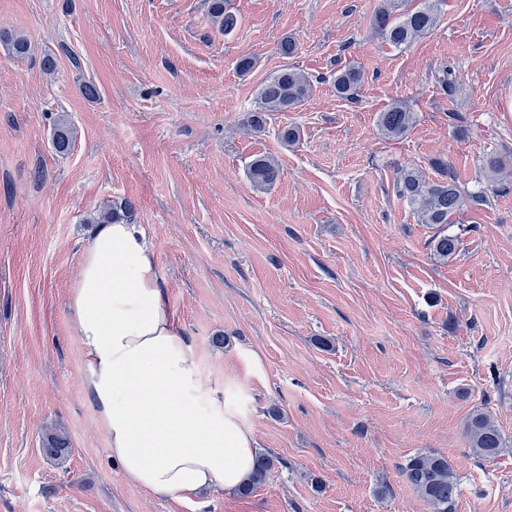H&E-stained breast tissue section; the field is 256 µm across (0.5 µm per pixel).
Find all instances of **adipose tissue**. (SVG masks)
<instances>
[{"label":"adipose tissue","mask_w":512,"mask_h":512,"mask_svg":"<svg viewBox=\"0 0 512 512\" xmlns=\"http://www.w3.org/2000/svg\"><path fill=\"white\" fill-rule=\"evenodd\" d=\"M68 309L87 365L84 390L126 477L157 496L237 488L256 442L208 397L136 225L97 230Z\"/></svg>","instance_id":"adipose-tissue-1"}]
</instances>
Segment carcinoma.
Returning a JSON list of instances; mask_svg holds the SVG:
<instances>
[{
  "mask_svg": "<svg viewBox=\"0 0 512 512\" xmlns=\"http://www.w3.org/2000/svg\"><path fill=\"white\" fill-rule=\"evenodd\" d=\"M440 0H421L420 7L394 16L398 0H382L372 16V26L382 38L396 47L408 45L434 29L439 18ZM209 14L219 29L226 33L236 24L233 15L224 9V0H209ZM0 46L5 53L17 59L31 54L32 44L22 33L0 34ZM364 80V72L356 67L336 71L333 83L336 94L353 99ZM310 78L288 66L264 81L258 91L257 105L247 117V125L254 131H262L267 118L273 112H289L301 105L311 94ZM415 122V115L404 102L394 103L379 117L381 133L388 138L403 136ZM74 131L66 120L57 124L52 146L58 153L71 147ZM439 178L430 179L418 168L405 166L400 169L395 182L396 193L412 208L418 223L441 227L449 223L450 217L464 205V196L459 189L455 174L448 164L439 160L432 163ZM249 179L258 189H268L279 176V167L274 158L260 156L249 165ZM133 216L128 204H111L90 218L94 224H112ZM433 252L441 260L452 258L459 249L460 238L438 232L431 239ZM464 434L471 453L479 459H491L503 448L500 429L491 416L481 409L469 414L464 422ZM43 453L55 459L68 454L70 442L59 427L51 426L42 436ZM277 458L268 453H259L251 474L239 488V494L248 496L269 477ZM406 481L427 501L432 512H453L458 494V481L448 457L440 453H419L410 457L401 467Z\"/></svg>",
  "mask_w": 512,
  "mask_h": 512,
  "instance_id": "1",
  "label": "carcinoma"
}]
</instances>
